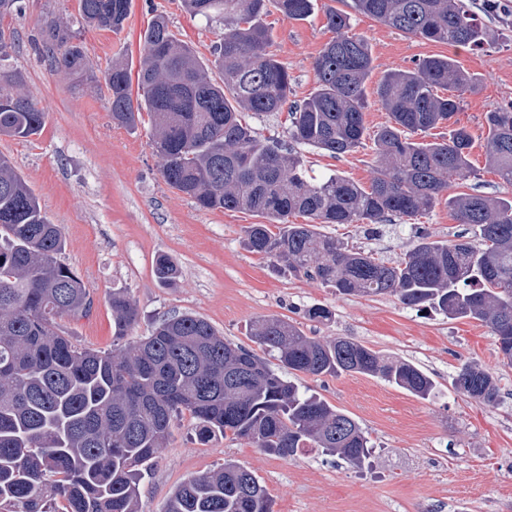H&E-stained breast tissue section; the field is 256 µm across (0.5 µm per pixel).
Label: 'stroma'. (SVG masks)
Wrapping results in <instances>:
<instances>
[{"label": "stroma", "mask_w": 512, "mask_h": 512, "mask_svg": "<svg viewBox=\"0 0 512 512\" xmlns=\"http://www.w3.org/2000/svg\"><path fill=\"white\" fill-rule=\"evenodd\" d=\"M489 25L493 43L473 49L411 38L376 20L357 15L353 33L372 50L373 76L409 69L443 55L476 75L480 87L465 95L459 124L475 138L472 175L449 178L448 191L427 214L370 230L365 224H328L324 234L386 262L403 257L420 236L451 241L477 239L476 227L459 223L448 208L461 193L512 196L484 157L487 130L483 114L512 101V0ZM331 0H317L313 13L294 21L273 14L266 22L273 53L293 78V96L316 88L313 62L330 39L325 11ZM166 14L176 36L197 55L210 59L224 37V24L190 15L180 0H132L121 31L86 25L80 0H19L0 16L7 44L0 68L21 74L25 91L47 114L43 130L28 138L0 137V154L11 159L65 239L59 256L82 279L93 299L84 317L62 318L60 329L77 344L111 351L113 292L131 295L140 319L131 337L149 335L164 316L190 312L208 320L228 341L261 352L253 335L256 321L278 316L322 340L347 336L381 354L414 363L428 373L436 393L417 398L384 380L358 374L301 375V389L325 399L355 418L374 448L370 463L355 468L337 456L306 449L294 459L262 452L245 439L219 436L200 442L189 414L175 417L171 435L145 470L140 512H164L184 480L232 460L251 471L266 488L274 512H512V364L503 362L489 328L469 319L419 312L391 295H341L316 279L297 276L242 244L246 225L261 218L248 211H206L168 186L152 149V123L142 117L129 130L114 125L103 76L112 62L138 66L140 36L157 14ZM72 31L83 46L95 82L76 85L42 51L51 26ZM367 134L353 152L332 157L300 147L310 176L332 173L370 186L376 175L373 136L388 121L377 99H370ZM169 256L180 276L175 285L158 282V255ZM322 305L329 321L305 318ZM474 360L499 380L498 405L485 406L457 392L452 381L461 362Z\"/></svg>", "instance_id": "stroma-1"}]
</instances>
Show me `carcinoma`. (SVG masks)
I'll return each mask as SVG.
<instances>
[{"label": "carcinoma", "mask_w": 512, "mask_h": 512, "mask_svg": "<svg viewBox=\"0 0 512 512\" xmlns=\"http://www.w3.org/2000/svg\"><path fill=\"white\" fill-rule=\"evenodd\" d=\"M182 4L208 21L224 20L211 64L159 15L141 35L138 93L124 63H112L105 74L113 124L133 128L142 113L150 117L166 184L203 210L260 214L267 223L244 230L248 251L342 295H393L408 307L480 321L512 363V197L448 198L460 223L479 228L481 243L463 235L449 242L422 236L394 263L318 230L320 224L412 220L435 206L448 178L471 176L467 128L451 130L443 142L413 140L461 110L464 95L478 88L471 74L447 56L429 57L375 84L389 124L375 135L379 165L367 188L338 173L308 176L294 149L305 145L337 157L362 143L372 53L367 39L352 32V14L421 40L479 47L493 41L494 31L469 0H351L350 13L328 9L333 36L314 60L317 87L291 102L292 78L270 51L266 17L275 10L304 20L315 0ZM130 7L131 0H80L85 22L111 31L123 28ZM71 39L68 30L53 29L45 56L79 81L94 80ZM21 82L16 72L0 75V137L28 138L44 127L46 113L21 92ZM284 110L287 144L260 137L242 121L243 112L268 117ZM484 122L486 163L512 183V103L491 107ZM295 214L308 223H288ZM63 246L59 225L0 156V505L7 512H139L142 469L166 444L173 416L183 412L197 421L202 442L230 434L283 459L319 448L356 467L369 461L372 445L355 419L301 391L196 315L168 316L150 335L126 341L139 310L117 292L110 300L118 340L112 351L76 345L58 320L85 316L92 300L58 259ZM155 275L172 284L178 268L161 255ZM253 336L296 376H377L422 399L435 390L414 364L349 337L323 341L278 317L259 320ZM453 386L486 405L500 401L498 379L477 362L463 363ZM165 512L274 510L253 473L226 460L176 487Z\"/></svg>", "instance_id": "cac0c4a2"}]
</instances>
